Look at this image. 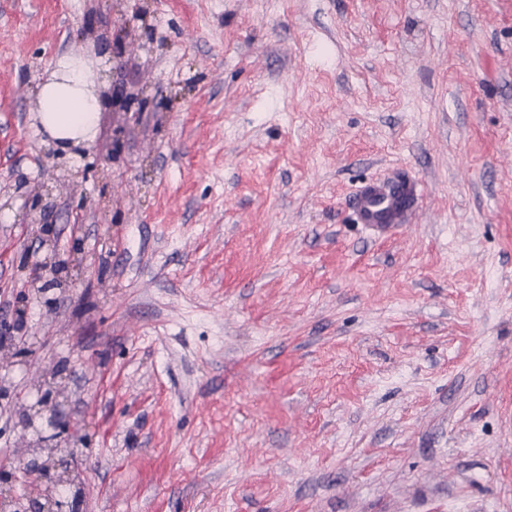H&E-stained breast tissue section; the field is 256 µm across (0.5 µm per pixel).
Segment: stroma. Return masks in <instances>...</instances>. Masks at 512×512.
Here are the masks:
<instances>
[{"instance_id":"stroma-1","label":"stroma","mask_w":512,"mask_h":512,"mask_svg":"<svg viewBox=\"0 0 512 512\" xmlns=\"http://www.w3.org/2000/svg\"><path fill=\"white\" fill-rule=\"evenodd\" d=\"M118 35L51 167L28 70ZM1 378L19 497L76 432L80 512H512V0H0ZM416 197V184L404 177L362 185L353 198L356 222L373 233L386 232L396 224H407ZM54 379L55 373L53 371L46 372L43 375L41 384H39L38 388V390L41 391V397L38 402V413H49V417L55 413L56 398L62 393V390L59 387L54 386V382L51 381Z\"/></svg>"}]
</instances>
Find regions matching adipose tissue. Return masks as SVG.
Instances as JSON below:
<instances>
[{"mask_svg":"<svg viewBox=\"0 0 512 512\" xmlns=\"http://www.w3.org/2000/svg\"><path fill=\"white\" fill-rule=\"evenodd\" d=\"M95 78L89 62L67 53L57 59L52 79L39 87L37 118L56 147L65 150L92 140L98 115L90 91Z\"/></svg>","mask_w":512,"mask_h":512,"instance_id":"1","label":"adipose tissue"}]
</instances>
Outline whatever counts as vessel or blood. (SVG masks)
Here are the masks:
<instances>
[{
  "instance_id": "vessel-or-blood-1",
  "label": "vessel or blood",
  "mask_w": 512,
  "mask_h": 512,
  "mask_svg": "<svg viewBox=\"0 0 512 512\" xmlns=\"http://www.w3.org/2000/svg\"><path fill=\"white\" fill-rule=\"evenodd\" d=\"M416 197V184L403 177L362 185L353 198L356 221L374 233L388 231L408 223Z\"/></svg>"
}]
</instances>
